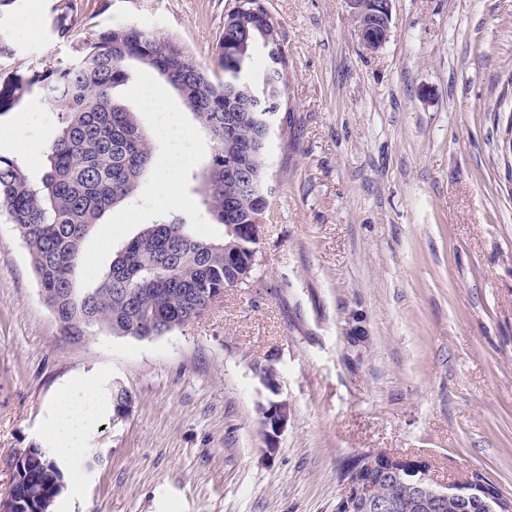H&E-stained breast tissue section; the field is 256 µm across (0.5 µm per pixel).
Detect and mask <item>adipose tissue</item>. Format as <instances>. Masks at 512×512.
Listing matches in <instances>:
<instances>
[{
    "mask_svg": "<svg viewBox=\"0 0 512 512\" xmlns=\"http://www.w3.org/2000/svg\"><path fill=\"white\" fill-rule=\"evenodd\" d=\"M96 416L97 406L89 390H74L56 401L50 436L58 457L70 458L85 452L88 427Z\"/></svg>",
    "mask_w": 512,
    "mask_h": 512,
    "instance_id": "obj_1",
    "label": "adipose tissue"
}]
</instances>
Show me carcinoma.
Here are the masks:
<instances>
[{
    "label": "carcinoma",
    "mask_w": 512,
    "mask_h": 512,
    "mask_svg": "<svg viewBox=\"0 0 512 512\" xmlns=\"http://www.w3.org/2000/svg\"><path fill=\"white\" fill-rule=\"evenodd\" d=\"M107 9V0H57L49 22L50 35L72 43L74 56L63 63L36 59L28 75L0 80V116L19 107L34 92L55 112L59 130L45 148L47 169L35 177L14 156L0 154V205L26 244L39 287L50 291L45 303L55 311L67 336H164L201 317L209 305L201 294L224 293L234 277L224 266V245L239 248L251 260L247 241L233 236L210 241L192 233L185 222L162 216L126 241L103 278L79 293L74 275L82 263V243L104 215L130 199L151 168L157 144L138 113L116 91L131 80L128 64L137 62L156 72L176 91L200 128L214 144L201 173L202 203L216 224H255L263 216L265 196L227 179L234 167L249 171L266 166V154L254 150L231 121L236 111H286L274 91L285 89V53L277 23L263 0H242L226 15L210 65L199 63L177 41L133 23L100 29L92 11ZM266 49V62L256 77L248 62L256 44ZM362 468L372 474V494L391 512H417L413 498L431 488L422 473L387 478L378 474L365 454L351 458L349 473ZM471 492L463 512H486L489 495H500L491 479ZM62 465L44 452L41 463L9 494H17L18 512H35L45 493L61 494Z\"/></svg>",
    "instance_id": "obj_1"
}]
</instances>
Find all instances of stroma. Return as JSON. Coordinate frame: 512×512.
<instances>
[{"label": "stroma", "instance_id": "1", "mask_svg": "<svg viewBox=\"0 0 512 512\" xmlns=\"http://www.w3.org/2000/svg\"><path fill=\"white\" fill-rule=\"evenodd\" d=\"M55 0L0 9L11 58L64 63L47 32ZM237 0H109L123 23L214 54ZM288 58L291 129L271 142L269 207L249 286L152 340L73 342L43 302L28 251L0 210V460L48 447L56 398L93 388L100 415L85 476L51 512H334L343 465L388 451L428 460L439 479L479 471L512 498V0H392L390 31L365 49L345 0H266ZM150 85L191 133L159 144L134 196L83 242L88 288L159 215L218 241L196 193L213 145L155 74L121 90L154 129ZM57 118L38 95L0 116V153L41 175ZM34 152H27V145ZM185 166L163 185L160 164ZM279 375L288 423L264 452L262 366ZM133 398L112 419L110 392Z\"/></svg>", "mask_w": 512, "mask_h": 512}]
</instances>
